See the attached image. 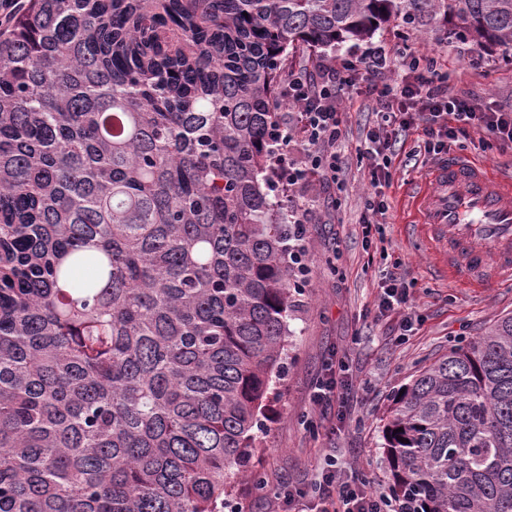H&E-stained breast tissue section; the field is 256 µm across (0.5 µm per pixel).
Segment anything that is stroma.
<instances>
[{"instance_id":"stroma-1","label":"stroma","mask_w":512,"mask_h":512,"mask_svg":"<svg viewBox=\"0 0 512 512\" xmlns=\"http://www.w3.org/2000/svg\"><path fill=\"white\" fill-rule=\"evenodd\" d=\"M445 31L439 24L407 25L398 19L366 41L344 44L336 56L358 57L370 47H383L396 79L403 73L402 50L407 47L437 60L440 73L448 78L449 94L484 107L512 106V63L496 51L471 50L447 38ZM341 99L349 145L341 187L283 185L278 191L282 197L291 194L315 201L318 221L309 227L310 274L296 297L285 375L265 417L260 446L249 462L253 477L238 481L229 498L230 505L241 512H276V491L287 485L307 487L331 457L347 477L366 478L389 491L381 427L393 391L423 365L512 314V278L481 288L431 271L426 246L413 234L419 219L414 191L432 162L431 157L413 153L419 130H410L396 146L392 182L382 189L388 210L372 245L363 248L356 221L371 188L356 147L373 124L369 82L346 91ZM484 138L476 130L464 142L449 143L448 149L481 160L494 172L511 170L512 155L485 144ZM395 264L406 273L411 313L416 317L412 332L399 338L391 336V320L379 318L377 310L378 273ZM333 355L344 361L345 376L359 391L358 400L348 403L339 420L312 413L309 404V394Z\"/></svg>"}]
</instances>
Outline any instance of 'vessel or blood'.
<instances>
[{"mask_svg":"<svg viewBox=\"0 0 512 512\" xmlns=\"http://www.w3.org/2000/svg\"><path fill=\"white\" fill-rule=\"evenodd\" d=\"M418 197L433 263L476 285L512 276V177L477 160L443 157Z\"/></svg>","mask_w":512,"mask_h":512,"instance_id":"b4317fda","label":"vessel or blood"}]
</instances>
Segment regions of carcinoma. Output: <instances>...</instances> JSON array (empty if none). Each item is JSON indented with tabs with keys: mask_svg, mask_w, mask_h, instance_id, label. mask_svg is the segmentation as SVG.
Returning a JSON list of instances; mask_svg holds the SVG:
<instances>
[{
	"mask_svg": "<svg viewBox=\"0 0 512 512\" xmlns=\"http://www.w3.org/2000/svg\"><path fill=\"white\" fill-rule=\"evenodd\" d=\"M399 18L512 49V0H29L0 34V512H224L294 307L275 87ZM382 438L403 512H512V315Z\"/></svg>",
	"mask_w": 512,
	"mask_h": 512,
	"instance_id": "1",
	"label": "carcinoma"
}]
</instances>
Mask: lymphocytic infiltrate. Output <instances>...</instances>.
I'll use <instances>...</instances> for the list:
<instances>
[{
    "label": "lymphocytic infiltrate",
    "mask_w": 512,
    "mask_h": 512,
    "mask_svg": "<svg viewBox=\"0 0 512 512\" xmlns=\"http://www.w3.org/2000/svg\"><path fill=\"white\" fill-rule=\"evenodd\" d=\"M408 69L400 82L381 83L372 111L374 125L357 147L367 161L371 187L391 181L394 146L402 132L421 128L425 153L436 156L449 142L468 138L471 130H482L499 150L512 151V108L484 111L462 98L449 95L446 77L418 52L408 55ZM389 64L385 55L369 51L348 60L339 77L318 83L300 70L290 71L284 97L292 107L277 131L280 143H301L307 153L303 165H289L279 156L281 180L296 187L318 181L332 187L338 182L346 148L343 119L339 110L343 88L356 86L371 75H382ZM315 512H397L389 496L369 482L344 478L328 466L314 483Z\"/></svg>",
    "instance_id": "lymphocytic-infiltrate-1"
}]
</instances>
